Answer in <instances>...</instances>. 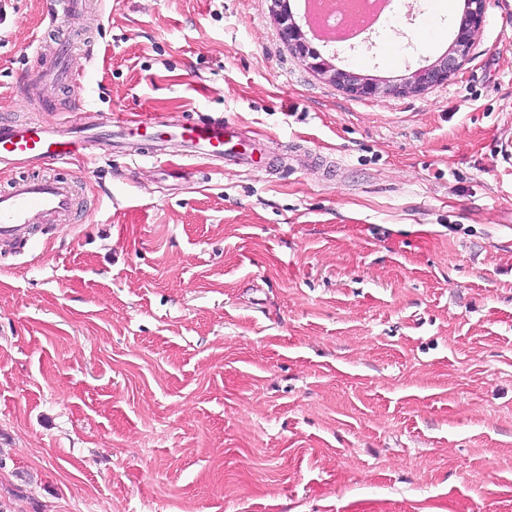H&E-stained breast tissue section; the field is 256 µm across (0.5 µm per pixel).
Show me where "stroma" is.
I'll return each mask as SVG.
<instances>
[{"instance_id": "35a3bbf8", "label": "stroma", "mask_w": 512, "mask_h": 512, "mask_svg": "<svg viewBox=\"0 0 512 512\" xmlns=\"http://www.w3.org/2000/svg\"><path fill=\"white\" fill-rule=\"evenodd\" d=\"M400 0L324 58L380 84L454 39ZM271 0H100L23 95L49 0H0V119L237 121L260 167L102 149L24 173L69 223L0 271V500L16 512H512V10L420 95L364 99ZM49 58L45 70L42 73L40 86L60 80H75L73 50L63 49L57 46L55 51L45 54Z\"/></svg>"}]
</instances>
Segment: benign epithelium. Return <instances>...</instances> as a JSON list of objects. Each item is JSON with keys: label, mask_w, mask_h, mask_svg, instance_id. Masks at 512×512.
Instances as JSON below:
<instances>
[{"label": "benign epithelium", "mask_w": 512, "mask_h": 512, "mask_svg": "<svg viewBox=\"0 0 512 512\" xmlns=\"http://www.w3.org/2000/svg\"><path fill=\"white\" fill-rule=\"evenodd\" d=\"M272 5L280 40L318 76L357 98H375L381 94L419 95L434 85L448 82L468 60L471 45L483 25L486 12V0H467L448 52L435 63L416 70L403 82L381 86L350 70L336 67L315 50L300 24L289 13L288 0H272Z\"/></svg>", "instance_id": "1"}]
</instances>
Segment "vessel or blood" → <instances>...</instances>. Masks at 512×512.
Segmentation results:
<instances>
[{"instance_id":"obj_1","label":"vessel or blood","mask_w":512,"mask_h":512,"mask_svg":"<svg viewBox=\"0 0 512 512\" xmlns=\"http://www.w3.org/2000/svg\"><path fill=\"white\" fill-rule=\"evenodd\" d=\"M82 7V0H54L49 26L65 24ZM48 58L42 83L74 79L72 50L59 47L49 52ZM154 124V118L131 120L119 112L108 119L99 113L87 112L77 123L0 120V165L21 169L33 164H65L75 156L92 154L97 142L103 139L137 153L141 150L143 130ZM237 134L238 126L234 121L208 120L175 126L168 131L166 140L181 147L190 158L206 154L220 160L228 158L252 164V154L236 150ZM73 205L69 182L51 177L16 178L8 189L0 190V253L27 246L36 225L65 218Z\"/></svg>"}]
</instances>
